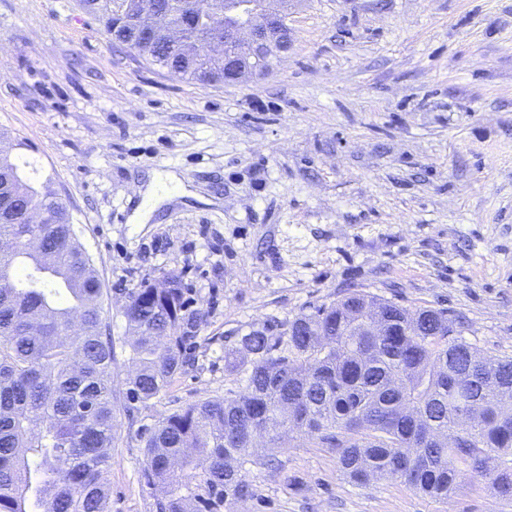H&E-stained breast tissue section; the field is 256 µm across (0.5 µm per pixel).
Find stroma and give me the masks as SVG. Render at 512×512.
Masks as SVG:
<instances>
[{"label": "stroma", "instance_id": "35a3bbf8", "mask_svg": "<svg viewBox=\"0 0 512 512\" xmlns=\"http://www.w3.org/2000/svg\"><path fill=\"white\" fill-rule=\"evenodd\" d=\"M288 54L202 85L113 42L77 0H0V134L23 179L66 206L112 318L177 274L203 314L191 363L111 448V512H156L145 434L242 391L241 336L361 289L446 310L512 356V0H290ZM187 189L135 224L149 174ZM253 495L218 512H512L485 477L441 503L353 486L302 435L257 449Z\"/></svg>", "mask_w": 512, "mask_h": 512}]
</instances>
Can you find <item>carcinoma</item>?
<instances>
[{"label":"carcinoma","instance_id":"carcinoma-1","mask_svg":"<svg viewBox=\"0 0 512 512\" xmlns=\"http://www.w3.org/2000/svg\"><path fill=\"white\" fill-rule=\"evenodd\" d=\"M170 26L191 7L224 0H160ZM112 32L116 0H79ZM145 59L198 83L224 81V65L163 55ZM0 187L16 216L0 222V512H110L112 447L121 411L157 397L188 362L202 317L181 279L145 283L123 306L122 341L135 374L124 401L112 389L116 339L93 260L66 206L26 183L0 159ZM29 206L52 220L42 251L27 248ZM245 369V391L162 417L145 441L143 478L165 496L156 512H207L251 495L240 474L263 430L281 445L293 433L336 449L348 481L400 480L435 500L455 494L466 473L487 477L512 499V358H488L448 332V313L410 310L363 290L349 292L274 335L252 330L224 353ZM201 469L198 474L195 469Z\"/></svg>","mask_w":512,"mask_h":512}]
</instances>
